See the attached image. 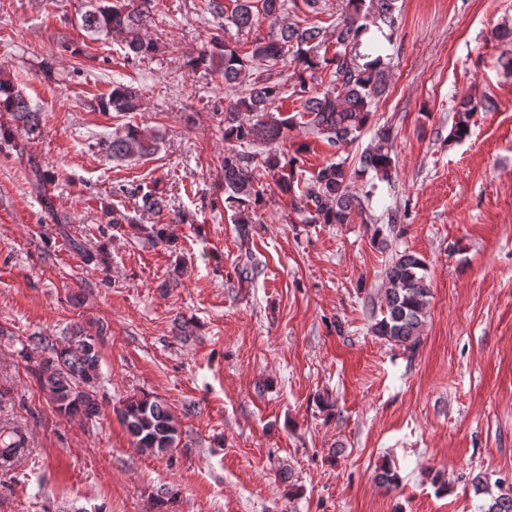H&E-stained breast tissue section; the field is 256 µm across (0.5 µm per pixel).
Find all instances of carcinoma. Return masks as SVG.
<instances>
[{
    "mask_svg": "<svg viewBox=\"0 0 512 512\" xmlns=\"http://www.w3.org/2000/svg\"><path fill=\"white\" fill-rule=\"evenodd\" d=\"M229 22L236 35L250 34L262 21L269 22V35L256 39L247 54H240L238 42L215 36L210 50L192 59V66L221 75L224 88L237 93V98L224 110V207L233 211L239 235L247 237L249 225L255 223L257 209L264 202V185L255 174L256 156L242 147L256 143L275 145L287 136L288 128L296 125L294 118H282L273 112L281 98V83L272 73L274 66L292 55L301 69L294 94L300 100L304 125L329 144L339 145L356 140L366 127L375 99L386 88L384 59L378 55L367 60L360 54L361 36L368 33L361 9L365 0H349L352 11L326 26L319 22L289 23L283 20L287 0H233ZM376 4L378 19L395 26V0H370ZM88 9L81 13V28L90 37L119 34L124 37L127 55L145 57L157 50V45L145 38L151 25L155 0H87ZM263 66L265 73L257 76L244 90L238 84L246 71ZM322 68L330 69L328 85L320 91L305 74L315 75ZM493 101L468 100L457 110L458 120L450 136L461 141L469 136L474 112L491 108ZM139 88L115 83L106 98L101 100L104 111L137 112L141 109ZM10 122L0 124V138L15 139L22 131L29 137L41 133L40 112L8 78L0 77V113ZM252 113L256 120H246L243 114ZM159 139L147 136L136 127H127L105 143L114 159L148 157L158 150ZM295 159L282 160L273 151L262 159V167L273 183L284 193L292 195V204L303 224H347L352 213L366 210L380 182H390L395 171L393 138L387 128L378 130L374 143L365 151L362 164L375 173V181L359 197L349 191L352 179L343 162L331 161L316 174L301 181L296 175ZM385 312L374 324L377 336L389 343L414 352L424 322L431 285L426 263L418 256L402 252L392 259L384 271ZM42 349L44 355L33 356L31 347ZM17 355L32 363L31 370L56 410L66 416H95L97 399L98 362L95 337L76 325L56 345L48 336L32 335L21 343ZM119 417L142 452L164 456L180 441L181 430L165 402L144 395L128 399L119 410ZM24 449V437L16 431L0 432V461L8 462ZM476 494L487 497L480 512H512V485L502 478L489 482L486 477L473 481Z\"/></svg>",
    "mask_w": 512,
    "mask_h": 512,
    "instance_id": "obj_1",
    "label": "carcinoma"
}]
</instances>
